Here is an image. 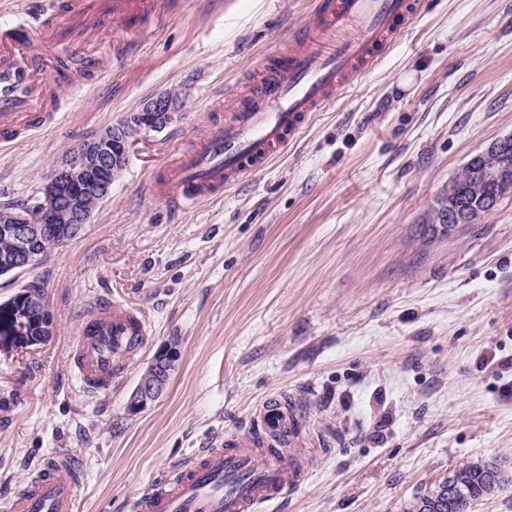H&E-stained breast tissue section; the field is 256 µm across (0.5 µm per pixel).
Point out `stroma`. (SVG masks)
<instances>
[{
	"mask_svg": "<svg viewBox=\"0 0 512 512\" xmlns=\"http://www.w3.org/2000/svg\"><path fill=\"white\" fill-rule=\"evenodd\" d=\"M90 90L0 147V204L37 194L66 150L161 92L181 116L143 135L84 235L0 276V302L43 289L54 336L0 355V504L64 450L76 512H127L155 476L256 429L291 400L304 483L268 512H404L455 466L512 476V197L480 223L433 222L455 173L512 135V0H430L266 166L172 211L152 183L194 149L202 114L253 91L314 0H154ZM146 312L149 336L111 392L87 397L69 352L85 303ZM178 339L164 395L130 415L154 352Z\"/></svg>",
	"mask_w": 512,
	"mask_h": 512,
	"instance_id": "35a3bbf8",
	"label": "stroma"
}]
</instances>
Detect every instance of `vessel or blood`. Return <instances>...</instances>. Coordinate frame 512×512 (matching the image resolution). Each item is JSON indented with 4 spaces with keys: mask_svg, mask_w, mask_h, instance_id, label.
Returning <instances> with one entry per match:
<instances>
[{
    "mask_svg": "<svg viewBox=\"0 0 512 512\" xmlns=\"http://www.w3.org/2000/svg\"><path fill=\"white\" fill-rule=\"evenodd\" d=\"M424 0H315L311 26L296 33L280 54L264 63L256 89L235 96L230 117L210 125L197 147L179 153L156 187L169 207L180 209L215 195L282 150L344 87L356 69L379 58L400 24L424 11ZM149 27L148 0H54L37 29L0 24V142L46 126L58 110L51 59L76 57V74L98 80L110 74L128 44L113 18ZM148 321L139 309L97 300L87 306L72 345L71 367L83 390H110L144 348ZM259 415L265 433L228 437L195 458L159 473L147 492L130 499L127 512H262L304 479V460L286 455L279 439L293 428V408L265 401ZM82 482L66 454L32 475L0 512H74Z\"/></svg>",
    "mask_w": 512,
    "mask_h": 512,
    "instance_id": "vessel-or-blood-1",
    "label": "vessel or blood"
}]
</instances>
